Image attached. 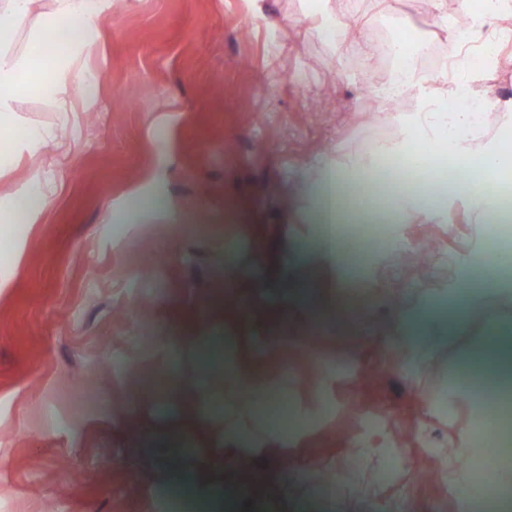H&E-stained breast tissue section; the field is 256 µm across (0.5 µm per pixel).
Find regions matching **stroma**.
<instances>
[{
	"mask_svg": "<svg viewBox=\"0 0 512 512\" xmlns=\"http://www.w3.org/2000/svg\"><path fill=\"white\" fill-rule=\"evenodd\" d=\"M340 3L356 27L333 43L308 0H112L57 95L15 93L13 133L52 139L0 170V512H165L173 488L202 512H240L208 493L218 473L194 466L228 457L273 512H461L475 498L460 457L471 413L448 377L492 368L512 345V287L483 284L489 218L462 195L431 222L390 210L392 238L437 251L410 267L387 246L354 270L325 266L314 218L316 187L349 165L359 175L341 198L368 184L371 142H405L422 104L416 87L401 110L365 119L388 66L366 49L382 10L407 16L406 42L432 28L449 50L450 30L431 0ZM85 72L99 77L88 96ZM456 76L493 106L474 147L512 142V52ZM131 85L137 100L114 111ZM34 183L44 204L12 215ZM229 238L247 244L245 313L224 291ZM346 303L369 331L336 321L326 334ZM206 326L234 337V374L201 366ZM283 326L277 350L296 366L274 384L312 419L289 436L241 395ZM173 351L183 386L166 408L147 377ZM77 387L97 400L80 416Z\"/></svg>",
	"mask_w": 512,
	"mask_h": 512,
	"instance_id": "35a3bbf8",
	"label": "stroma"
}]
</instances>
